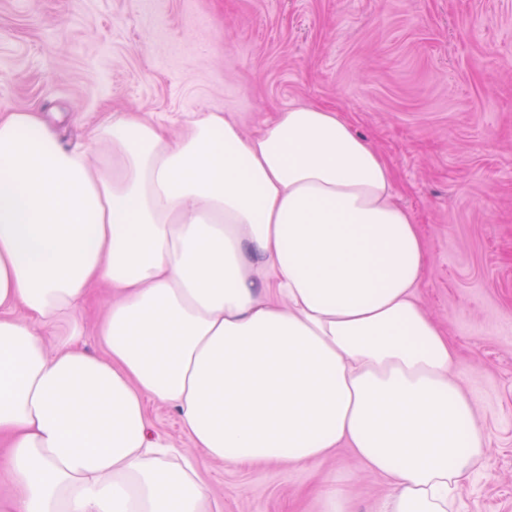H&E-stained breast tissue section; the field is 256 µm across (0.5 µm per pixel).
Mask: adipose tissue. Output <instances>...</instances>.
<instances>
[{"label":"adipose tissue","instance_id":"1","mask_svg":"<svg viewBox=\"0 0 512 512\" xmlns=\"http://www.w3.org/2000/svg\"><path fill=\"white\" fill-rule=\"evenodd\" d=\"M395 197L386 159L325 105L249 134L194 112L175 139L107 112L79 148L38 111H1L4 512H217L208 464L313 469L342 447L392 487L380 512H459L488 441ZM151 402L193 458L151 433ZM108 299H109V296L107 293H105V292L99 293L96 296V298L89 310V313H88V317H87L86 321H87V326L89 327L88 328L89 336H85V341H86L87 347L90 349H93V350L99 349L97 336H93V334H94L93 326L95 325L97 319L103 313ZM148 422L153 432H159L174 448H182L188 454L195 450L190 439L182 431L176 412L162 403H150L148 407Z\"/></svg>","mask_w":512,"mask_h":512}]
</instances>
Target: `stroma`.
<instances>
[{
    "label": "stroma",
    "mask_w": 512,
    "mask_h": 512,
    "mask_svg": "<svg viewBox=\"0 0 512 512\" xmlns=\"http://www.w3.org/2000/svg\"><path fill=\"white\" fill-rule=\"evenodd\" d=\"M310 102L393 170L428 256L420 302L489 437L461 499L512 512V0H0V107L39 110L68 145L112 110L174 133L232 112L249 132ZM201 478L223 512H320L328 483L376 512L390 493L347 448Z\"/></svg>",
    "instance_id": "stroma-1"
}]
</instances>
